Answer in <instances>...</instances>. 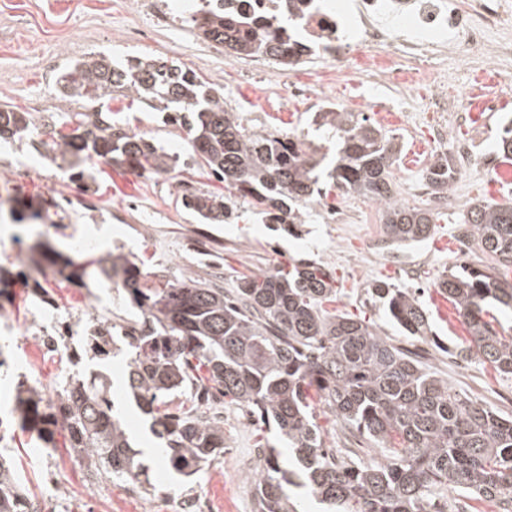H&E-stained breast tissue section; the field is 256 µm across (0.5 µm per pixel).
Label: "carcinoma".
Returning a JSON list of instances; mask_svg holds the SVG:
<instances>
[{
    "instance_id": "1",
    "label": "carcinoma",
    "mask_w": 512,
    "mask_h": 512,
    "mask_svg": "<svg viewBox=\"0 0 512 512\" xmlns=\"http://www.w3.org/2000/svg\"><path fill=\"white\" fill-rule=\"evenodd\" d=\"M205 38L242 56L279 59L285 49L257 21L244 31L222 14L203 17ZM61 96L87 103L137 99L163 121L186 131L195 164L224 182V192L183 187L178 201L205 224L238 217L235 199L250 203L289 234L303 223L307 202L333 188L380 205L384 234L409 245L433 235L440 213L398 202L392 168L396 137L358 112H320L317 128L336 139L335 160L323 165L299 137L249 126L225 107L224 88L181 63L151 56L123 62L93 53L76 60L59 80ZM37 128L35 114L0 104V141L21 140ZM52 162L72 181L88 183L96 160L146 176L178 167L152 136L139 135L105 112L71 111L52 129ZM455 169L444 156L426 171L428 187L445 194ZM52 200L25 204L17 219L41 220ZM457 223L495 262L492 271L461 267L443 272L437 288L467 324V354L512 375V336L494 327L489 307L512 309V205L470 204ZM36 268L46 267L70 284L119 280L132 318L121 325V342L107 347L113 325L87 333L82 358L100 364L126 357L125 386L151 417L150 431L165 442L172 468L191 476L224 454V421L207 414L210 397L236 402L263 424L274 423L294 449L297 471L282 468L274 448L263 449L252 479L256 512H296L285 486L292 476L310 482L322 501L343 512H441L436 499L450 487L512 512V418L448 386L416 355L379 335L372 324L336 311L337 290L329 267L291 258L271 272L243 274L233 291L186 274L175 283L148 284L147 275L121 251L76 260L49 242L30 248ZM371 299L408 336L432 333L429 314L407 288L375 283ZM110 379L84 369L45 398L42 388L21 383L14 414L38 433L44 447L58 430L86 465L90 477L146 475L141 452L109 396ZM183 396L187 409L173 413ZM383 450L384 464L339 460L326 451L317 405ZM0 512H39L22 490L11 460L0 455Z\"/></svg>"
}]
</instances>
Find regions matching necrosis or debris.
Wrapping results in <instances>:
<instances>
[{"instance_id":"obj_1","label":"necrosis or debris","mask_w":512,"mask_h":512,"mask_svg":"<svg viewBox=\"0 0 512 512\" xmlns=\"http://www.w3.org/2000/svg\"><path fill=\"white\" fill-rule=\"evenodd\" d=\"M158 23L173 26L218 7L235 16L240 25L263 17L277 21L287 15L295 22L288 36L292 54L313 55L324 69L327 85L303 84L292 70L271 59L233 56L248 75L274 78L284 99L309 98L315 112H340L356 104L369 109L373 119L403 110L433 112L440 121L431 137V151L448 150V87L457 73H476L481 81L501 80L502 59L512 56V42L501 39L512 29V0H137ZM405 93L403 104L379 98L380 88ZM501 109L500 97H461L456 110L473 126L471 139L456 147L470 165L487 167L491 136L483 115ZM59 312L55 304L40 302L29 337L44 356H75L80 320H69L66 338L55 335Z\"/></svg>"}]
</instances>
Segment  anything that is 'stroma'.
<instances>
[{
	"label": "stroma",
	"instance_id": "stroma-1",
	"mask_svg": "<svg viewBox=\"0 0 512 512\" xmlns=\"http://www.w3.org/2000/svg\"><path fill=\"white\" fill-rule=\"evenodd\" d=\"M197 32L191 23L153 26L136 9L134 0H0V103L11 102L40 115L49 110L55 118H62L70 105L57 91L60 74L72 60L99 52L119 61L154 56L185 63L204 79L224 86V102L230 110L249 106L263 94L277 99L274 82H241L237 71ZM110 107L131 129L148 132L169 153L179 155L176 182L162 184L105 165L86 190L70 182L50 160L32 152L22 139L0 143V198L32 202L45 198L61 203L89 196L97 212L83 210L76 203L68 213L55 216L50 239L68 246L74 239L87 237L97 253L122 247L154 281H169L189 271L202 280L220 276L224 288L230 289L240 274L268 272L291 257L325 263L336 277L337 309L369 318L380 336L423 353L427 365L455 390L512 417V376L462 356L468 328L436 286L445 270L491 263L476 245L462 244V231L455 223L457 210H443L427 241L402 247L386 243L378 208L364 197L339 189L330 198L341 206L343 223H325L322 214L311 210L295 237L263 223L246 201L236 204L237 223L201 224L178 205L181 184L201 191L220 190L224 184L193 165L185 131L163 123L160 113L128 99L112 101ZM308 107V102L297 101L284 109L271 108L260 123L315 141L319 134L307 122ZM437 121L429 112H409L382 125L402 147L393 177L399 197L412 206L424 203L416 192L420 175L414 164L428 157L431 130ZM449 189L463 205L484 198L512 202V164L472 168L456 175ZM38 230L35 224L0 222V265L19 268ZM378 281L415 292L431 315L432 335L424 339L407 336L376 308L368 291ZM42 286L69 315L89 321L104 314L116 325L130 316L122 293L111 288L95 284L78 288L51 275ZM33 315L28 290L24 283H17L11 301L0 306V323L8 321L14 327L13 332L0 334V355L8 362L7 368H0V410L5 412L12 406L19 379L35 385L43 378L55 379L64 370L52 360L43 362L40 373L31 370L33 349L26 340ZM124 368L119 357L102 366L114 384L116 404L125 408L129 432L142 448L153 437L147 417L125 403L120 387ZM54 443L51 457H43L36 432L14 422L0 442V454L11 457L23 489L35 502L54 494L55 512H85L92 495L108 502L113 512H161L169 499L200 492L213 500L218 512H255L250 476L258 464L257 448L274 446L284 463L292 458L275 425L256 424L231 402L224 405V454L219 461L185 479L173 472L167 458L145 455L151 482L145 493L132 491L122 480L92 479L71 451L65 433H56Z\"/></svg>",
	"mask_w": 512,
	"mask_h": 512
}]
</instances>
